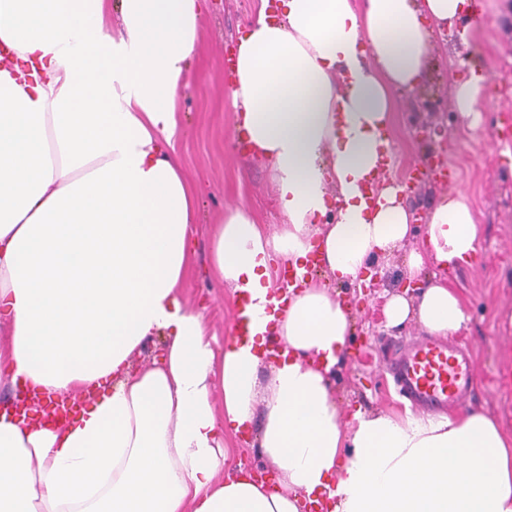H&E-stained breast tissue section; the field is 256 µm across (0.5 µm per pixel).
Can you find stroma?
<instances>
[{
    "label": "stroma",
    "instance_id": "35a3bbf8",
    "mask_svg": "<svg viewBox=\"0 0 512 512\" xmlns=\"http://www.w3.org/2000/svg\"><path fill=\"white\" fill-rule=\"evenodd\" d=\"M256 0H206L195 56L175 96L178 136L176 153L196 191L197 238L193 264L183 283L186 304L201 311L211 333L228 338L234 321L233 296L211 274L210 232L226 212L243 205L256 223L275 230L279 216L268 168L233 147L235 109L224 78V52L234 49L239 30L255 12ZM488 26L474 30L470 45L455 51L438 42L428 72L413 94L398 98L391 135L396 147L392 174L403 178L424 156L447 158L458 171V188L470 197L481 228V252L474 262L448 271L449 288L460 299L468 322L456 337L473 356L475 389L470 407L484 410L512 433V326L499 316L512 312V155L498 152L492 139L499 110L512 107V77L497 83L490 104L484 105V126L471 132L453 110L451 59L467 57L485 72L512 70V9L500 0H484ZM441 127L443 143L421 139L420 126ZM341 294L353 303V341L336 368L334 387L343 415L356 409L402 412L407 407L388 378L386 357L398 343L423 335L414 320L391 328L385 304L360 302L356 288Z\"/></svg>",
    "mask_w": 512,
    "mask_h": 512
}]
</instances>
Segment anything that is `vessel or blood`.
<instances>
[{"label":"vessel or blood","mask_w":512,"mask_h":512,"mask_svg":"<svg viewBox=\"0 0 512 512\" xmlns=\"http://www.w3.org/2000/svg\"><path fill=\"white\" fill-rule=\"evenodd\" d=\"M434 181L452 185V169L444 159L417 166L410 179L417 185ZM251 300L241 295L235 306L232 336L249 334L248 308ZM389 373L399 393L424 409H444L462 404L474 390L470 355L456 346L432 336L410 341L400 348L389 365Z\"/></svg>","instance_id":"obj_1"}]
</instances>
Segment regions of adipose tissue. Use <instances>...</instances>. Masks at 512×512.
<instances>
[{
    "instance_id": "1",
    "label": "adipose tissue",
    "mask_w": 512,
    "mask_h": 512,
    "mask_svg": "<svg viewBox=\"0 0 512 512\" xmlns=\"http://www.w3.org/2000/svg\"><path fill=\"white\" fill-rule=\"evenodd\" d=\"M109 3L0 0V376L70 408L0 409V512H512V436L485 412L346 423L333 395L351 313L330 287L361 285L414 220L378 170L395 96L421 85L436 32L468 42L470 0H280L276 21L258 0L229 92L283 222L267 232L240 205L214 230L215 277L260 318L225 345L181 288L196 210L175 93L204 0H118L115 30ZM458 64L453 106L475 130L487 75ZM478 231L468 195L443 193L403 264L417 294H389L388 326L462 329L458 298L422 274L470 263ZM312 252L320 277L278 301L273 259ZM157 335L163 356L134 366ZM256 421L271 487L224 442Z\"/></svg>"
}]
</instances>
